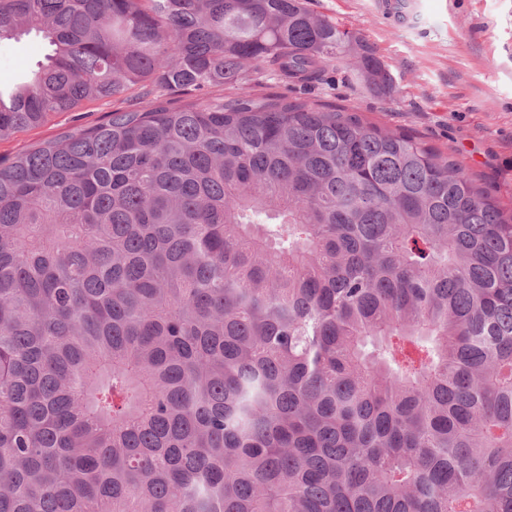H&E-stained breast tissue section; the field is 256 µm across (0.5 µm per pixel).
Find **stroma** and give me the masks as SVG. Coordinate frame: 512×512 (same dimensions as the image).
Listing matches in <instances>:
<instances>
[{
    "instance_id": "stroma-1",
    "label": "stroma",
    "mask_w": 512,
    "mask_h": 512,
    "mask_svg": "<svg viewBox=\"0 0 512 512\" xmlns=\"http://www.w3.org/2000/svg\"><path fill=\"white\" fill-rule=\"evenodd\" d=\"M422 2L421 23L404 28L383 20L372 0H305L314 14L338 21L374 47L394 78L390 96L373 94L355 71L336 66L307 87L262 77L247 88L257 96L353 107L384 128L410 132L451 154L503 206L512 207V0ZM49 51L34 34L0 45V89L28 79ZM132 103L147 106L141 87H132L120 101H91L0 140V155L95 124L106 112Z\"/></svg>"
}]
</instances>
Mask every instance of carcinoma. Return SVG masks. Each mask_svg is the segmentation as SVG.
Wrapping results in <instances>:
<instances>
[{
    "instance_id": "carcinoma-1",
    "label": "carcinoma",
    "mask_w": 512,
    "mask_h": 512,
    "mask_svg": "<svg viewBox=\"0 0 512 512\" xmlns=\"http://www.w3.org/2000/svg\"><path fill=\"white\" fill-rule=\"evenodd\" d=\"M0 512H512V210L353 108L168 96L374 48L303 0H0ZM49 52L47 42L35 34L20 43L0 45V89L9 90L28 79ZM149 101V98L142 97V87L134 86L120 100L86 102L76 112L54 115L44 125L20 131L8 139L0 140V155L12 156L68 128L95 124L106 115V112H111L113 109L126 107L132 103H137L142 108L146 107Z\"/></svg>"
}]
</instances>
